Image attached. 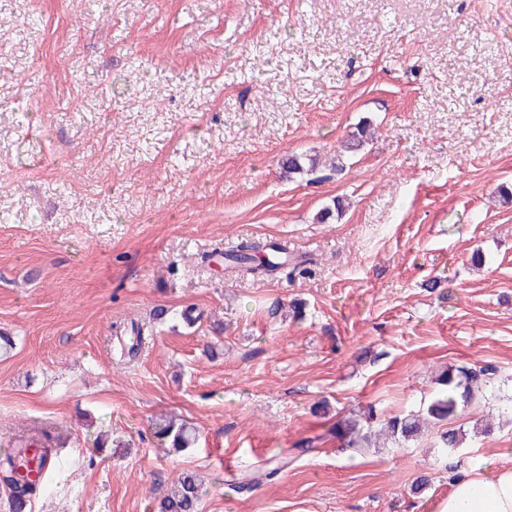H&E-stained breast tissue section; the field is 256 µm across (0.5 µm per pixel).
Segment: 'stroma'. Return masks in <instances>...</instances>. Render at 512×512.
Instances as JSON below:
<instances>
[{
  "label": "stroma",
  "instance_id": "35a3bbf8",
  "mask_svg": "<svg viewBox=\"0 0 512 512\" xmlns=\"http://www.w3.org/2000/svg\"><path fill=\"white\" fill-rule=\"evenodd\" d=\"M0 212V457L62 441L30 512H157L185 472L199 512H437L448 465L512 448V0H0ZM244 240L310 270L225 277L213 254ZM134 323L154 334L119 355ZM474 364L494 379L447 462L432 430L292 458ZM162 415L195 443L161 446Z\"/></svg>",
  "mask_w": 512,
  "mask_h": 512
}]
</instances>
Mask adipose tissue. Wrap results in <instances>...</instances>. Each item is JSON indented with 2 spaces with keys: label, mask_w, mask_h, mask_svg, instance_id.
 Listing matches in <instances>:
<instances>
[{
  "label": "adipose tissue",
  "mask_w": 512,
  "mask_h": 512,
  "mask_svg": "<svg viewBox=\"0 0 512 512\" xmlns=\"http://www.w3.org/2000/svg\"><path fill=\"white\" fill-rule=\"evenodd\" d=\"M438 512H512V448L475 456Z\"/></svg>",
  "instance_id": "ef3b65f1"
}]
</instances>
